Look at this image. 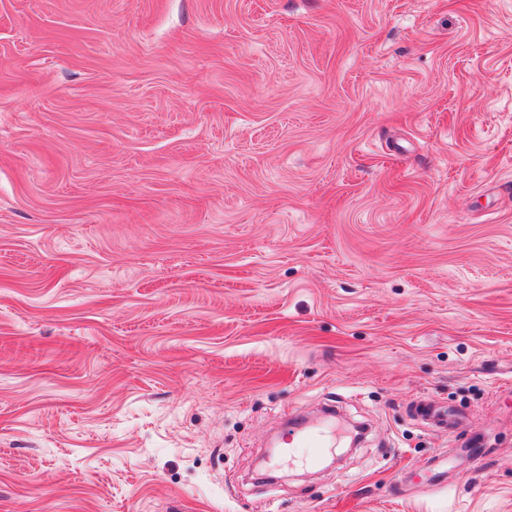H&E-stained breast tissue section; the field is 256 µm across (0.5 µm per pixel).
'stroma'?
I'll use <instances>...</instances> for the list:
<instances>
[{
    "label": "stroma",
    "instance_id": "obj_1",
    "mask_svg": "<svg viewBox=\"0 0 512 512\" xmlns=\"http://www.w3.org/2000/svg\"><path fill=\"white\" fill-rule=\"evenodd\" d=\"M0 512H512V0H0ZM292 439V443L301 448H332L336 445L332 435L324 430L293 435Z\"/></svg>",
    "mask_w": 512,
    "mask_h": 512
}]
</instances>
